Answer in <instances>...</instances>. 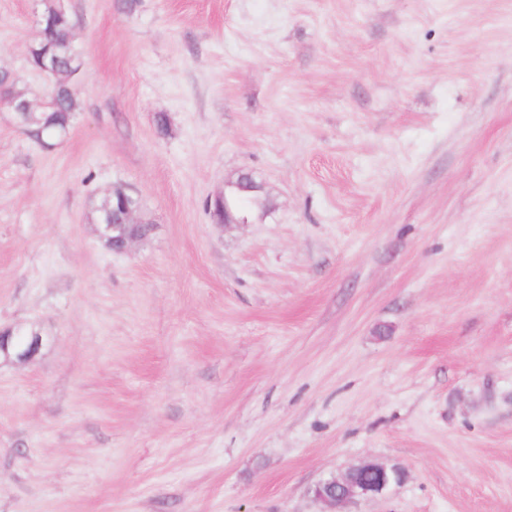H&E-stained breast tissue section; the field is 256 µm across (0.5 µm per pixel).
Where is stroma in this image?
Returning a JSON list of instances; mask_svg holds the SVG:
<instances>
[{
  "mask_svg": "<svg viewBox=\"0 0 512 512\" xmlns=\"http://www.w3.org/2000/svg\"><path fill=\"white\" fill-rule=\"evenodd\" d=\"M48 2L0 0L39 98ZM61 4L73 127L0 105V327L43 338L0 360V512H320L364 460L404 480L345 512H512V0ZM106 215L110 217L111 224L108 219H105L103 222L98 224V229L96 230L99 237L102 240L111 241L112 240V252L113 253H123L126 252L133 243L144 238L147 233L150 231V225L148 224L149 231L142 237L134 236L129 233L130 227L134 228L139 226L137 216L134 210L127 208L125 212V223L131 224H116L112 221V194L102 198L101 203L97 210V221H102Z\"/></svg>",
  "mask_w": 512,
  "mask_h": 512,
  "instance_id": "obj_1",
  "label": "stroma"
}]
</instances>
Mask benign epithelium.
<instances>
[{"instance_id":"7a95c632","label":"benign epithelium","mask_w":512,"mask_h":512,"mask_svg":"<svg viewBox=\"0 0 512 512\" xmlns=\"http://www.w3.org/2000/svg\"><path fill=\"white\" fill-rule=\"evenodd\" d=\"M16 124H23L33 113V103L8 100ZM137 216L132 209L125 212V223H110L104 220L98 224L97 233L103 240L112 242V252L123 253L140 237L129 233L136 227ZM42 344L39 333L23 327L0 328V358L19 362L30 360ZM404 479V472L396 467H387L373 461H363L348 468L342 475L319 482L312 490L316 500L325 506L324 512L337 509L356 499L373 498L386 494Z\"/></svg>"}]
</instances>
